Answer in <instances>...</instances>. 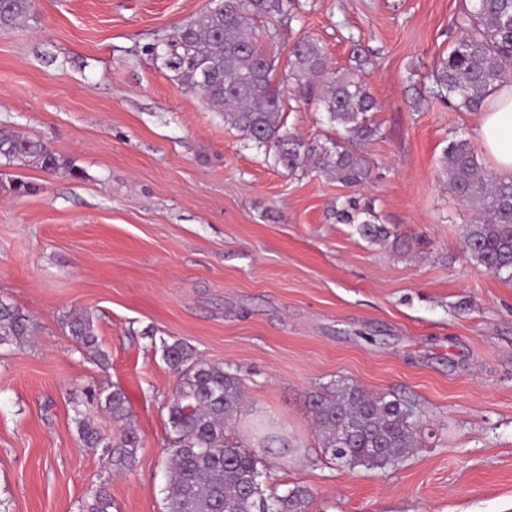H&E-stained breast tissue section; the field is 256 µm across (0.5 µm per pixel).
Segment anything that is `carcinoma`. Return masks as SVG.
<instances>
[{"mask_svg": "<svg viewBox=\"0 0 512 512\" xmlns=\"http://www.w3.org/2000/svg\"><path fill=\"white\" fill-rule=\"evenodd\" d=\"M32 0H0V25L28 15ZM282 15V0H209L200 17L174 29L155 59L187 81L224 122L238 128L246 140L290 172L306 166L302 141L284 130L282 92L271 83L277 37L274 21ZM263 18L260 33L252 19ZM448 54L434 65L431 78L437 96L466 112L481 110L490 89L512 78V0H469L456 22ZM288 82L301 100L327 114L347 143L377 136L369 113L376 103L354 72L333 69L315 39L304 36L288 51ZM21 161L46 172L62 168L59 157L41 142L0 128V161ZM314 169L331 174L348 187L369 174L365 159L346 146L333 144L319 155ZM442 174L452 198L476 215L463 228L462 247L486 270L512 277V175L488 178L468 139L460 136L443 152ZM342 224H352L369 242L391 238L372 201L347 198L336 209ZM69 335L97 361L100 349L93 317L76 314L65 322ZM36 332L34 318L0 300V347L20 344ZM167 364L179 380L168 403L172 441V478L166 512H306L307 491L293 488L267 501L260 490L261 458L257 451L224 432L225 422L242 405V382L224 367L202 361L190 346L175 341L165 347ZM91 403L120 425L119 441L101 432L90 417L76 420L87 448L101 449V460L113 470H130L137 457L131 412L118 387L101 386ZM308 409L318 429L323 454L343 467L395 469L421 447L418 421L400 400L376 396L356 384L327 393L311 392ZM81 512H112V498L97 490Z\"/></svg>", "mask_w": 512, "mask_h": 512, "instance_id": "1", "label": "carcinoma"}]
</instances>
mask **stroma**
<instances>
[{"label": "stroma", "instance_id": "stroma-1", "mask_svg": "<svg viewBox=\"0 0 512 512\" xmlns=\"http://www.w3.org/2000/svg\"><path fill=\"white\" fill-rule=\"evenodd\" d=\"M465 4L284 0L276 51L312 37L376 101L354 188L274 166L150 55L207 0H33L0 27V128L63 162L0 164V299L37 324L0 349V512H80L101 487L112 512H165L178 377L163 346L177 340L241 378L226 431L258 450L265 497L305 489L307 512H512V279L466 258L471 212L441 170L479 115L427 96ZM285 109L317 157L334 135L324 113ZM353 194L410 249L338 223ZM74 311L93 316L108 367L69 336ZM342 381L410 405L424 447L385 471L331 463L305 397ZM102 382L132 410L128 471L78 437L81 412L120 434L87 400Z\"/></svg>", "mask_w": 512, "mask_h": 512}]
</instances>
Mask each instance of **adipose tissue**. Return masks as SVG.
<instances>
[{"label": "adipose tissue", "mask_w": 512, "mask_h": 512, "mask_svg": "<svg viewBox=\"0 0 512 512\" xmlns=\"http://www.w3.org/2000/svg\"><path fill=\"white\" fill-rule=\"evenodd\" d=\"M474 133L494 167L512 174V82L491 90Z\"/></svg>", "instance_id": "adipose-tissue-1"}]
</instances>
